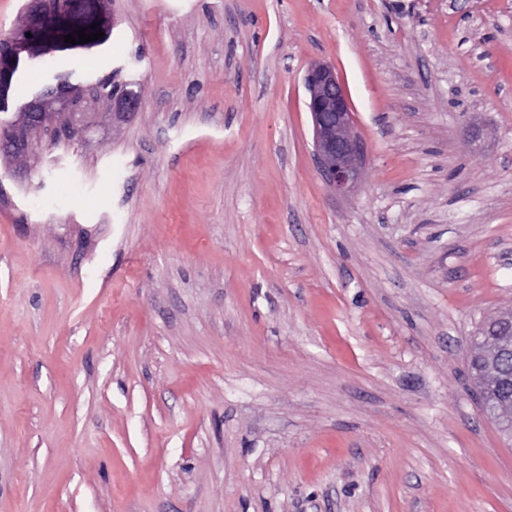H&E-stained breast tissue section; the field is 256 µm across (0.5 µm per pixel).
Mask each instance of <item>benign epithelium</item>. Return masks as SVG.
Masks as SVG:
<instances>
[{
    "label": "benign epithelium",
    "mask_w": 512,
    "mask_h": 512,
    "mask_svg": "<svg viewBox=\"0 0 512 512\" xmlns=\"http://www.w3.org/2000/svg\"><path fill=\"white\" fill-rule=\"evenodd\" d=\"M109 2L30 0L21 35L0 48V99L9 96L18 61L54 53L65 43L66 35L77 32L87 21L104 26ZM109 82L101 78L73 84L61 79L31 95L10 122L9 133L0 137V156L13 158L24 153L34 135L52 142L72 138L79 131L78 111L90 99L106 98L103 87ZM305 83L319 172L336 194L346 195L359 184L365 164V147L355 130L347 93L327 63L311 65Z\"/></svg>",
    "instance_id": "obj_1"
}]
</instances>
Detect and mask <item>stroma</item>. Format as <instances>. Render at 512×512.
I'll return each instance as SVG.
<instances>
[{"instance_id":"35a3bbf8","label":"stroma","mask_w":512,"mask_h":512,"mask_svg":"<svg viewBox=\"0 0 512 512\" xmlns=\"http://www.w3.org/2000/svg\"><path fill=\"white\" fill-rule=\"evenodd\" d=\"M0 162V512H512L466 344L512 309V0H111ZM366 147L334 194L304 74ZM108 78L73 84L60 79L32 94L10 122L7 135H0V156L13 158L23 154L33 135H43L51 142L68 140L79 131L78 111L87 100H100Z\"/></svg>"}]
</instances>
